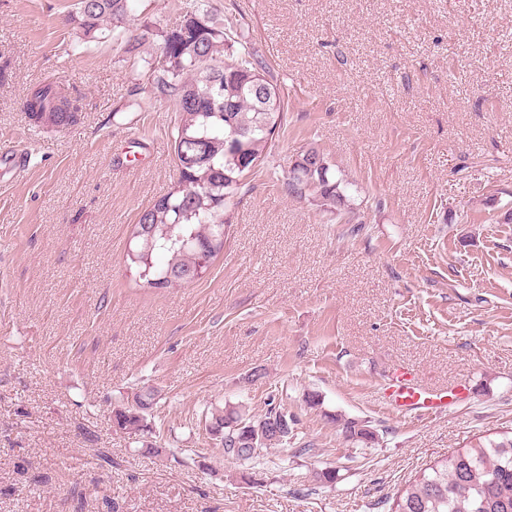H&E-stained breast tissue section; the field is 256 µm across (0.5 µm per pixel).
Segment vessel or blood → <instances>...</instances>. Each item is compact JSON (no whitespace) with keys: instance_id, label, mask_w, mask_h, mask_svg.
I'll return each instance as SVG.
<instances>
[{"instance_id":"vessel-or-blood-1","label":"vessel or blood","mask_w":512,"mask_h":512,"mask_svg":"<svg viewBox=\"0 0 512 512\" xmlns=\"http://www.w3.org/2000/svg\"><path fill=\"white\" fill-rule=\"evenodd\" d=\"M383 394L387 405L398 412L427 414L447 410L468 399L470 389L465 385L434 389L418 383L409 369L399 366L384 385Z\"/></svg>"}]
</instances>
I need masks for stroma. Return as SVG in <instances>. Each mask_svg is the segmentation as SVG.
Returning a JSON list of instances; mask_svg holds the SVG:
<instances>
[{"instance_id": "35a3bbf8", "label": "stroma", "mask_w": 512, "mask_h": 512, "mask_svg": "<svg viewBox=\"0 0 512 512\" xmlns=\"http://www.w3.org/2000/svg\"><path fill=\"white\" fill-rule=\"evenodd\" d=\"M72 2L0 0V155H30L0 181V512H390L426 468L512 427V0H209L271 64L287 123L223 254L165 289L124 263L178 178L176 114L144 66L159 42L79 44ZM186 2L137 0L134 23L175 26ZM43 82L78 99L76 125L29 121ZM308 142L351 184L341 210L277 187ZM395 366L472 397L399 413L382 399ZM147 387L143 430H116ZM272 399L315 455L227 459L213 413ZM348 418L372 445L347 441ZM329 466L335 484L314 482ZM359 420H344L343 431L345 438L354 443L368 444L375 440V431L367 424Z\"/></svg>"}]
</instances>
